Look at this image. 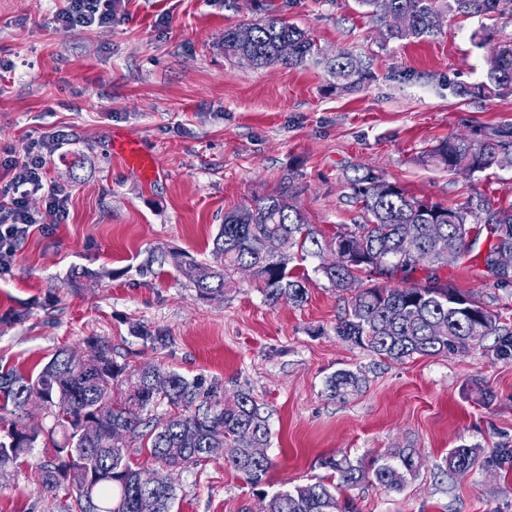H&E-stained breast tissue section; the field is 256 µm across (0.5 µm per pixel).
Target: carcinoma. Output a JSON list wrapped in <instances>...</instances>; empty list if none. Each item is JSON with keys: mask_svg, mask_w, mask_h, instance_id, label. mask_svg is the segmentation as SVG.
I'll return each mask as SVG.
<instances>
[{"mask_svg": "<svg viewBox=\"0 0 512 512\" xmlns=\"http://www.w3.org/2000/svg\"><path fill=\"white\" fill-rule=\"evenodd\" d=\"M359 2L388 41L423 39L439 31L432 21L439 0ZM447 8L460 16L504 13L512 12V0H448ZM249 29L247 42L238 40V28L224 30V56L246 54L257 68H290L305 64L317 51L307 31L276 15ZM486 64L487 80L456 86L458 97H490L500 87L512 85L511 47L490 52ZM330 73L336 88L344 91L356 90L369 79L362 64L346 51L336 53ZM424 161L471 174L511 166L512 127L450 135L428 149ZM349 189L350 198L360 204L363 223L343 226L328 240L318 239L307 228L300 210L270 196L224 215L213 240L212 262L179 261L177 266L202 299L224 295L235 274L247 271L267 303L300 305L307 299V288L305 277L289 268L295 258L292 249L305 257L330 252L334 259L320 270L332 287L345 290L363 274H405L447 262L448 249L460 251L476 242L480 212L488 211L494 243L485 264L502 283L512 277L494 261L498 252L512 251V204L492 211L490 202L479 197L453 208L442 206L410 196L396 183L371 173L350 180ZM408 224L418 229L413 242L405 238ZM336 332L397 362L465 353L491 335L498 337L501 354L512 355V331L500 325L498 314L474 296L432 281L363 289L351 299ZM87 344L90 355L62 350L34 376L0 367V410L12 416L0 437V471L16 464L38 442L41 430L21 417L37 401L53 418L48 431L53 453L39 466L40 485L53 491L68 483V512H171L175 488L170 474L222 455L226 444L241 449L229 465L251 484H261L271 460L254 457L251 449L268 447L270 430L261 406L249 393L238 391L214 404L196 380L159 365L142 369L119 365L112 359L111 343L99 336L88 337ZM359 382L357 373L342 369L327 380V390L334 397L343 396L357 389ZM163 403L177 412L145 419ZM144 451L156 464L147 482L132 464L133 456ZM479 454L478 448L466 445L451 449L446 472L473 469ZM325 465L338 474V482L296 485L274 495L267 512H354L350 501L339 500L342 488L369 478L386 489L399 490L417 476L422 460L411 448H395L366 465L331 458Z\"/></svg>", "mask_w": 512, "mask_h": 512, "instance_id": "obj_1", "label": "carcinoma"}]
</instances>
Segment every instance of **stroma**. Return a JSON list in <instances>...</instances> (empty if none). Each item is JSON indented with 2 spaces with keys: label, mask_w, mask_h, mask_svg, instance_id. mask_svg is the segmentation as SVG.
Wrapping results in <instances>:
<instances>
[{
  "label": "stroma",
  "mask_w": 512,
  "mask_h": 512,
  "mask_svg": "<svg viewBox=\"0 0 512 512\" xmlns=\"http://www.w3.org/2000/svg\"><path fill=\"white\" fill-rule=\"evenodd\" d=\"M66 0H0V147L24 155L57 135L48 184L67 196V217L33 231L0 276V360L37 373L60 349L85 356L102 336L119 364L161 365L202 383L212 401L243 390L260 404L272 461L253 486L223 458L174 477L173 512H263L277 492L333 481L324 461L359 462L413 448L424 466L399 490L371 482L342 490L356 512H512V357L495 337L467 352L379 358L336 328L354 290L422 282L426 271L356 281L339 291L320 266L298 262L308 298L268 304L248 277L203 300L173 257L207 261L225 213L268 197L297 207L310 228L332 235L361 213L347 182L367 173L410 195L454 206L483 196L512 203V166L467 176L423 163L439 140L474 126L512 125V89L464 100L453 85L486 78L488 48L512 46V14H442L437 35L388 41L357 0H112V24L60 30ZM276 13L311 33L320 53L345 50L371 79L340 92L323 66L258 69L224 55V30ZM140 141L158 169L146 180L113 153L112 136ZM492 236L436 268L441 282L479 296L512 328V282L485 265ZM162 332L166 345L143 341ZM358 373L357 391L331 397L330 376ZM479 447L472 470L441 471L451 448ZM36 445L0 473V512H66L65 490L46 492Z\"/></svg>",
  "instance_id": "35a3bbf8"
}]
</instances>
